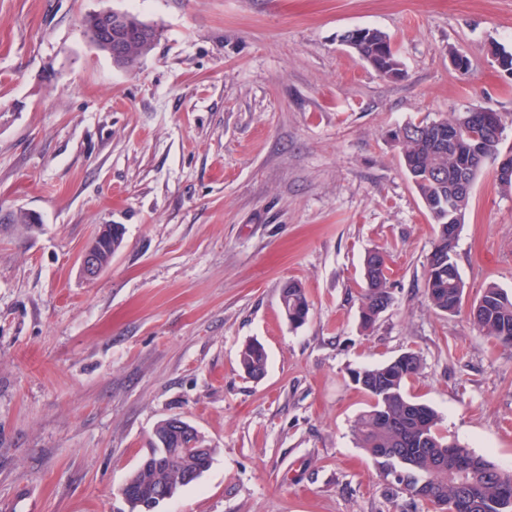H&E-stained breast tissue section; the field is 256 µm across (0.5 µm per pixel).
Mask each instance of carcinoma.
<instances>
[{
	"mask_svg": "<svg viewBox=\"0 0 512 512\" xmlns=\"http://www.w3.org/2000/svg\"><path fill=\"white\" fill-rule=\"evenodd\" d=\"M130 24L125 31L128 38L125 57L114 63L130 68L150 53L158 40V30L129 12ZM365 32L358 54L365 60L380 64L381 74L395 78L402 74V64L389 36L378 29L363 27ZM500 121L496 112L489 113L485 131H462L451 142L439 144L437 121L411 122L415 131L398 144L401 158L418 196L432 223L438 228L428 258L425 283L430 306L443 314L455 315L462 308L464 284L455 262L456 244L448 242V223H461L471 198L472 186L462 192L454 190V174L468 158L472 138L484 137L479 168L496 165L500 157V138L490 126ZM365 288L362 294V325L371 329L380 315L393 303L392 287L387 274L386 255L370 251L364 260ZM287 294L285 315L290 324L302 325L309 313V302L303 286L290 281L282 288ZM472 306L468 319L482 336L501 344L512 345V295L495 284L487 285ZM268 356L258 343L244 346L240 364L245 374L260 378L267 370ZM422 368V359L408 352L401 359L365 367L352 372V380L370 399L368 409L361 413L351 427L358 447L386 470L390 458L399 456L407 461L401 476L392 479L397 492L406 493L418 479H430L431 496L422 499L435 505L438 499L472 497L479 503L476 512H512V473L502 471L469 448L448 441L440 430V417L429 405L406 392L410 380ZM142 489L149 493L161 482L177 481L172 474H158L151 470L137 475Z\"/></svg>",
	"mask_w": 512,
	"mask_h": 512,
	"instance_id": "obj_1",
	"label": "carcinoma"
}]
</instances>
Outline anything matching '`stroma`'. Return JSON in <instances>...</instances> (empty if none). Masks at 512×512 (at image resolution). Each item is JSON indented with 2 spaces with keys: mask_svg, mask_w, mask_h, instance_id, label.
<instances>
[{
  "mask_svg": "<svg viewBox=\"0 0 512 512\" xmlns=\"http://www.w3.org/2000/svg\"><path fill=\"white\" fill-rule=\"evenodd\" d=\"M161 32L130 69L82 21ZM385 32L404 73L343 45ZM512 0H0V512H128L155 426L178 415L216 454L158 512H428L393 495L351 425L354 370L413 350L408 392L449 439L512 469V346L425 298L435 224L391 139L483 106L512 152ZM470 60L467 73L452 53ZM125 228L95 279L79 257ZM393 303L361 323L364 258ZM455 261L463 304L512 294V190L477 177ZM310 310L292 326L286 281ZM264 345L262 379L240 352Z\"/></svg>",
  "mask_w": 512,
  "mask_h": 512,
  "instance_id": "35a3bbf8",
  "label": "stroma"
}]
</instances>
